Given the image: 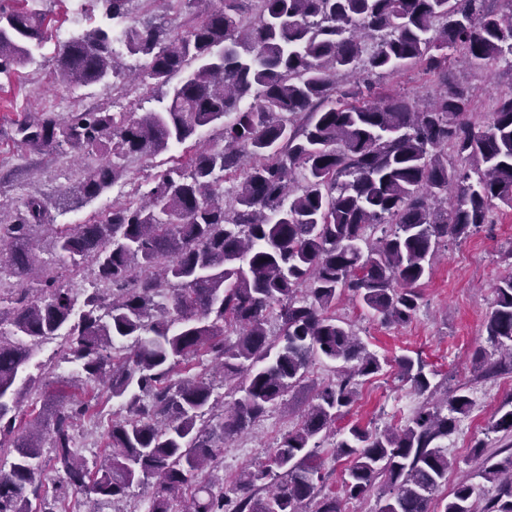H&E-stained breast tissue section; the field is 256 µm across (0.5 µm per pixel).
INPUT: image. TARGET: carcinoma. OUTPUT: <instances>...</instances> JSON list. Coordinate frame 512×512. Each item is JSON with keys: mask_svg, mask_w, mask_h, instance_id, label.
Masks as SVG:
<instances>
[{"mask_svg": "<svg viewBox=\"0 0 512 512\" xmlns=\"http://www.w3.org/2000/svg\"><path fill=\"white\" fill-rule=\"evenodd\" d=\"M130 2L88 0L112 26L68 39L56 73L72 88L121 78L112 48L119 26L128 53L148 57L142 81L166 88L159 109L30 118L19 126L22 140L73 152L111 143L75 186L82 199L118 183L130 155L155 157L217 124L218 141L156 177L141 202L117 203L92 224L46 223L48 206L36 195L0 220V277L21 285L0 295V438L13 439L15 451L9 469L0 467V512H66L71 488L98 512L97 503L123 500L148 477L157 478L149 512H170L171 498L189 487L186 512H302L322 480L310 444L336 435L357 378L389 364L336 318V300L347 292L383 324L407 322L442 243L489 223L495 202L512 208V91L485 124L474 123L472 92L451 60L459 51L512 65V0H499L507 14L490 0H250V17L244 0L218 8L186 0L201 19L176 34L127 22ZM45 35L41 12L0 5V75L27 62ZM409 66L437 77L443 92L420 104L368 79ZM239 170L242 181L225 190L224 175ZM382 224L391 231L370 240ZM37 228L51 231L72 267L91 262L98 287L80 310L61 274L38 260ZM495 293L485 321L492 351L474 358L485 378L512 364V275ZM273 315L281 321L275 344ZM49 336L62 338L85 381L123 400L126 416L109 427L99 462L73 451L75 422L97 415L91 399L61 392L44 416L17 427L21 399L41 384L23 372ZM125 340L128 353L117 359L114 344ZM195 358L241 393L230 407L220 408L207 378L190 374ZM316 358L339 364L336 380L316 389L265 465L241 471L234 496L215 494L198 476L216 462L219 443L284 404ZM395 362L418 394L430 391L421 359ZM472 405L464 386L426 399L402 427L351 426L336 443L349 458L346 492L361 497L380 479L390 492L381 512H431L448 481L444 441ZM509 416L512 400L490 427L510 443L504 459L482 461L481 477L495 487L484 512H512ZM45 447L66 482L50 499L36 482ZM474 495L461 482L437 502L439 512H478Z\"/></svg>", "mask_w": 512, "mask_h": 512, "instance_id": "cac0c4a2", "label": "carcinoma"}]
</instances>
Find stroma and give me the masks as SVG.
I'll use <instances>...</instances> for the list:
<instances>
[{"instance_id": "1", "label": "stroma", "mask_w": 512, "mask_h": 512, "mask_svg": "<svg viewBox=\"0 0 512 512\" xmlns=\"http://www.w3.org/2000/svg\"><path fill=\"white\" fill-rule=\"evenodd\" d=\"M41 9L46 14V39L35 48L34 62L16 68L10 76L0 75V201L4 202L6 212L11 213L22 206L29 194L35 193L46 200L51 223L84 224L91 215H107L114 200H140L153 186L155 176L171 167L174 160L186 159L191 147L205 146L206 141L196 137L191 144L173 146L151 159L128 157L126 177L106 193L89 203L61 204L64 190L79 180L86 167L99 164L101 153L74 156L60 150L31 148L22 142L17 132L19 125L35 113L56 118L88 109L140 114L156 108L160 91L133 81L132 77L79 90L58 83L53 75V60L62 47L58 33L71 27L79 32L92 29L98 18L81 12L77 0H43ZM148 17L164 19L179 32L197 20L196 14L176 0H132L130 20ZM454 72L460 82L476 92L471 114L476 122L485 121L497 98L512 90V66L504 63L483 67L469 64L459 56ZM380 85L415 100L428 99L441 89L437 78L412 67L384 77ZM491 217V223L482 225L465 239L449 243L446 251L441 252L431 275L420 283L418 308L407 324L382 325L359 302L345 296L335 307L337 317L351 324L370 351L391 361L381 373L361 379L355 402L336 422L337 431H347L354 424L381 431L406 423L422 398L410 382L399 377L392 361L403 355L421 356L431 373V383L439 390L452 391L461 386L470 390L471 411L448 438V456L454 463L448 481L453 484L459 476H470L481 507L495 488L480 477L481 460L475 457L473 447L484 442L489 454L501 448L498 435L487 434L486 428L500 407L512 398L511 365L483 378L474 364L476 350L488 345L483 323L493 307L494 287L502 277L512 274V259L507 256L512 250V210L500 205ZM32 364L42 374L45 386L28 395L23 410L29 418L41 411L46 394L53 392L58 382L81 381V374L74 371L72 363L45 350L35 352ZM336 375L334 363L315 360L306 381L289 392V410L270 408L251 430L227 442L222 459L217 468L207 471V478L215 486L228 488L244 468L265 461L270 449L299 424L311 398L310 382H325ZM123 414L120 400L111 399L101 402L95 418L78 421L74 429L77 455L89 458L104 453L106 441L102 431ZM318 454L325 477L323 490L336 495L342 512H380L386 501L380 488H373L357 499L347 495L341 475L348 460L337 455L332 441H324Z\"/></svg>"}]
</instances>
